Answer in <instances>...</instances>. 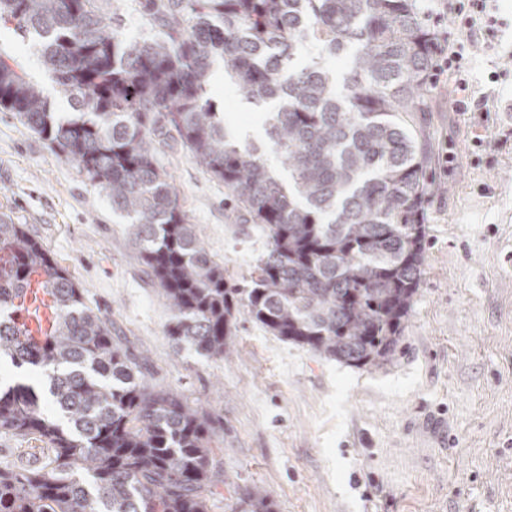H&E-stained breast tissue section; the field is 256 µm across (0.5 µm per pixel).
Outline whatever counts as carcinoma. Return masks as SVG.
Masks as SVG:
<instances>
[{
    "label": "carcinoma",
    "instance_id": "1",
    "mask_svg": "<svg viewBox=\"0 0 512 512\" xmlns=\"http://www.w3.org/2000/svg\"><path fill=\"white\" fill-rule=\"evenodd\" d=\"M137 12L125 37L108 10ZM36 40L55 94L0 50V110L13 112L85 172L130 224L173 314L170 336L200 354L234 351L236 315L358 368L390 364L423 274L428 144L414 129L438 33L417 0H0V25ZM320 57L295 64L299 45ZM346 58L338 72L326 61ZM250 101L279 100L270 143L242 145L211 95L215 65ZM185 146L267 231L252 286L224 278L186 222L156 152ZM0 359L51 372L50 402L0 386V431L34 437L26 462L0 463V512H209L219 420L158 387L146 358L22 224L0 217ZM45 274L57 318L36 340L15 299ZM244 512H273L265 490Z\"/></svg>",
    "mask_w": 512,
    "mask_h": 512
}]
</instances>
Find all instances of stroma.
<instances>
[{
	"instance_id": "obj_1",
	"label": "stroma",
	"mask_w": 512,
	"mask_h": 512,
	"mask_svg": "<svg viewBox=\"0 0 512 512\" xmlns=\"http://www.w3.org/2000/svg\"><path fill=\"white\" fill-rule=\"evenodd\" d=\"M493 37L448 14L425 21L474 45L470 82L486 112H457L453 85L429 81L435 184L425 203L423 276L396 359L346 365L237 317L235 353L208 358L175 344L163 291L128 227L84 173L11 112L0 111V217L24 225L106 315L150 383L219 417L214 461L233 481L210 512L253 488L274 512H512V0ZM492 40L490 58L478 45ZM0 49L42 82L31 38L0 27ZM503 71L490 82L493 70ZM212 95L234 133L251 130L271 164L268 105L216 74ZM179 204L225 278L250 287L265 250L257 224L181 145L161 148Z\"/></svg>"
}]
</instances>
